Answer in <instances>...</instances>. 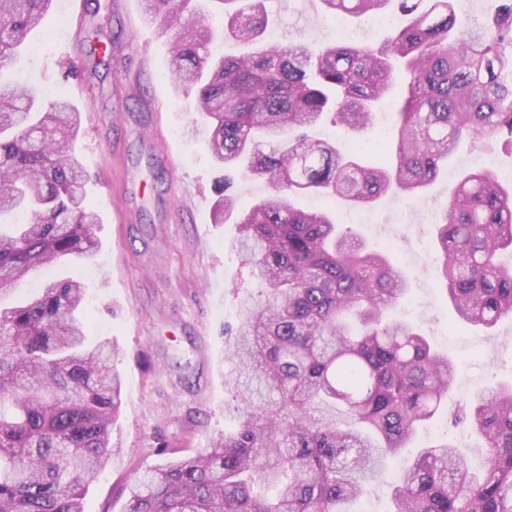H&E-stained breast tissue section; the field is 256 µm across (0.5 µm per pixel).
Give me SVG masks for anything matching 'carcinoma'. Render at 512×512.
Instances as JSON below:
<instances>
[{"mask_svg":"<svg viewBox=\"0 0 512 512\" xmlns=\"http://www.w3.org/2000/svg\"><path fill=\"white\" fill-rule=\"evenodd\" d=\"M398 2L406 17L380 46L266 47L264 0H216L214 28L195 0H145L169 34V79L191 100L215 163L241 167L268 192L240 211L231 182L217 192L216 224L237 226L256 289L225 326L235 376L225 407L237 425L183 459L127 486L126 512H352L389 458L401 465L386 512H512V384L474 396L467 417L481 438L471 470L452 443L405 449L448 400L455 366L416 325L389 311L408 293L385 251L336 233L314 193L353 207L400 192L421 195L460 142L512 140V0L479 27L452 0H321L326 18H374ZM56 0H0V70ZM236 57H216L218 39ZM407 74L388 138L394 150L365 165L313 138L327 116L349 134L373 125L397 69ZM82 113L66 98L0 80V512H84L109 463L122 377L109 342H88L80 280H49L34 297L3 298L30 272L65 256L90 261L101 242L74 150ZM512 185L476 169L450 190L436 227L437 266L466 324L492 331L512 315Z\"/></svg>","mask_w":512,"mask_h":512,"instance_id":"1","label":"carcinoma"}]
</instances>
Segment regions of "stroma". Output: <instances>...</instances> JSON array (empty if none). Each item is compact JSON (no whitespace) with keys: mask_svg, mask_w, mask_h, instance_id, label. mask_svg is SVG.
Instances as JSON below:
<instances>
[{"mask_svg":"<svg viewBox=\"0 0 512 512\" xmlns=\"http://www.w3.org/2000/svg\"><path fill=\"white\" fill-rule=\"evenodd\" d=\"M266 10L267 45L336 38L319 0H268ZM99 23L114 44L98 73L85 68L82 0H58L9 75L47 97H66L83 116L76 150L102 247L94 261L51 273L85 284L89 339H109L120 351L122 406L113 437L123 449L90 486L83 507L124 512L121 489L132 477L206 446L232 425L224 410V378L232 369L224 326L237 323L238 295L251 287L231 246L234 225L213 221L223 172L204 139L188 133L196 114L171 85L166 35L147 22L141 0H112ZM474 154L460 145L421 199L388 195L370 208L371 223L355 222L356 208L343 201L334 210L341 232L402 259L412 288L401 313L456 364L448 404L420 442H453L477 466L478 438L463 422L464 405L473 393L512 380V318L488 338L459 326L429 262L435 229L421 221L424 209L447 208L449 188Z\"/></svg>","mask_w":512,"mask_h":512,"instance_id":"stroma-1","label":"stroma"}]
</instances>
